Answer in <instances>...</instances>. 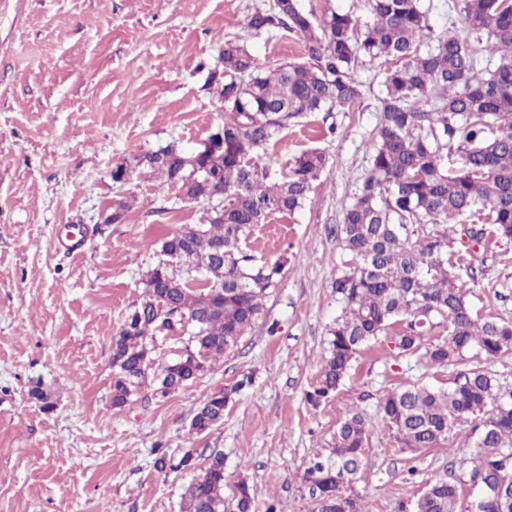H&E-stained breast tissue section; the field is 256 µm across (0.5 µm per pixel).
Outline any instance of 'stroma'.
<instances>
[{"mask_svg":"<svg viewBox=\"0 0 512 512\" xmlns=\"http://www.w3.org/2000/svg\"><path fill=\"white\" fill-rule=\"evenodd\" d=\"M267 2L0 0V512H180L193 474L157 470L154 458L189 449L222 451L227 484L246 479L256 512L270 502L276 512H310L302 474L352 410L370 430L352 491L371 512H400L467 454L473 423L457 421L449 445L404 451L378 399L412 382L446 387L480 366L512 386V355L433 367L392 353L387 333L361 349L334 397L316 407L306 399L344 314L332 288L349 259L336 236L340 203L362 185L385 96L378 66L362 61L351 109L310 113L265 148L274 177L309 149L328 163L301 209L270 215L242 244L259 260L288 259L262 317L209 371L165 397L157 377L186 339L157 336L141 385L113 407V338L143 298L161 240L207 217L205 203L134 170L135 159L167 145L193 153L223 124L207 78L225 43L271 67L302 58L298 33L246 28V15ZM121 164L133 171L113 181ZM120 202L125 223H106ZM483 259L469 287L472 311L510 320L512 242ZM240 380L223 422L192 430L201 401ZM35 387L52 410L31 397Z\"/></svg>","mask_w":512,"mask_h":512,"instance_id":"obj_1","label":"stroma"}]
</instances>
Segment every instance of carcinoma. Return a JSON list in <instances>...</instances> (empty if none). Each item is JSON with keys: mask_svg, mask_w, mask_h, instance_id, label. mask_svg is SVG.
<instances>
[{"mask_svg": "<svg viewBox=\"0 0 512 512\" xmlns=\"http://www.w3.org/2000/svg\"><path fill=\"white\" fill-rule=\"evenodd\" d=\"M461 2L471 42L433 35L421 0H371L372 20L362 33L351 14L318 18L300 0H272L247 15L246 27L256 35L278 28L299 33L304 60L271 68L243 47L225 44L209 76L224 107V150L197 156L168 145L138 157L136 166L147 173L214 205L207 223L185 224L166 237L163 259L146 273L144 299L113 339L112 406H124L145 373L151 328L159 324L155 306L188 318L178 330L190 328L186 353L162 372L163 396L208 370L261 317L285 264L256 260L242 242L269 215L301 208L327 157L318 149L304 152L288 175L273 180L260 150L291 120L351 107L361 96L354 71L362 58L386 64V96L371 168L353 201L341 202L336 234L353 266L334 280L333 290L345 314L330 330L329 356L307 400L318 405L330 398L360 349L401 321L398 354H417L429 365L456 363L472 350L486 361L512 355V322L474 316L462 275L448 262L455 243L469 251L512 240V0ZM484 34L494 40L498 60L481 76ZM454 141L461 163L449 167L444 151ZM428 224L460 229L454 237ZM435 319L448 323V338L423 349ZM241 387L207 396L192 429L203 432L223 421ZM378 411L412 451L448 443L461 417L475 422L471 457L459 459V468L472 466L462 477L429 480L413 512H457L465 485L476 489L468 512H512V391L502 390L488 370L463 371L446 389L405 385L382 396ZM368 437L361 413L341 420L334 446L304 470L316 492L312 512H336L340 498L350 512H368L349 493ZM196 461L189 450L175 464L162 454L155 466L193 469ZM224 484V456L213 450L187 486L181 512H253L246 481L227 496Z\"/></svg>", "mask_w": 512, "mask_h": 512, "instance_id": "obj_1", "label": "carcinoma"}]
</instances>
